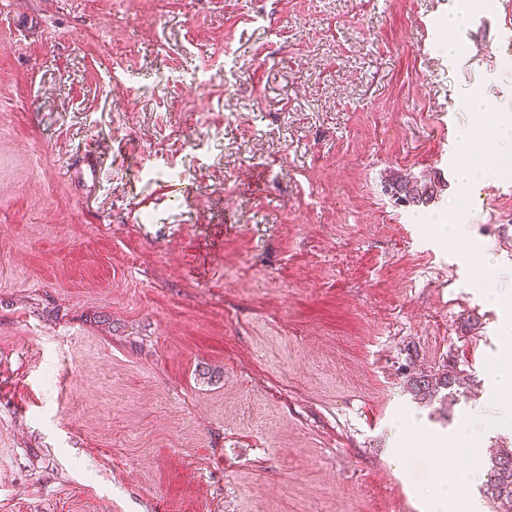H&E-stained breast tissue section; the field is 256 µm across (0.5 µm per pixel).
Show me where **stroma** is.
<instances>
[{
  "instance_id": "obj_1",
  "label": "stroma",
  "mask_w": 512,
  "mask_h": 512,
  "mask_svg": "<svg viewBox=\"0 0 512 512\" xmlns=\"http://www.w3.org/2000/svg\"><path fill=\"white\" fill-rule=\"evenodd\" d=\"M11 2L0 512H428L512 448V0H20L26 39ZM103 159L98 151L88 150L68 163L69 176L78 181L95 186ZM458 378L452 374L451 371L438 370L435 373L429 372V374L421 372L413 374L408 382L412 391L416 396H422V399L426 397H433L443 391L444 398L448 399V395L453 396V389L457 385ZM475 480L474 471L453 475L449 480L442 478L435 492L428 498L429 512H450L451 505L456 499L460 486Z\"/></svg>"
}]
</instances>
